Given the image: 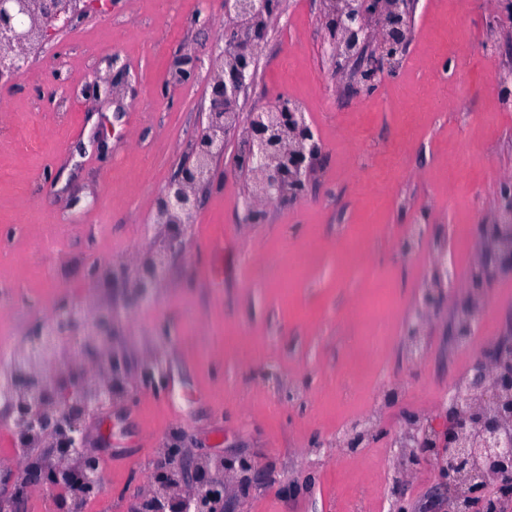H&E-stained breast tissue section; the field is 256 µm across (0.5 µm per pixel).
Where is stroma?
I'll return each mask as SVG.
<instances>
[{
    "label": "stroma",
    "mask_w": 512,
    "mask_h": 512,
    "mask_svg": "<svg viewBox=\"0 0 512 512\" xmlns=\"http://www.w3.org/2000/svg\"><path fill=\"white\" fill-rule=\"evenodd\" d=\"M223 18V0H112L0 85V228L13 232L0 249V336L24 334L64 294L118 313L120 390L85 420L106 486L83 512H132L171 445L233 471L224 512H446L431 502L433 454L408 461L393 438L408 419L442 414L449 386L512 329V276L487 292L468 347L448 342L457 294L432 314L420 357L403 329L439 245L467 280L477 227L512 177V87L488 80L512 67V18L496 0H418L405 59L367 95L329 50L322 0H283L241 104L284 95L308 114L324 151L308 192L241 223L229 141L187 255L130 309L86 266L130 267L148 249L156 195L208 106L204 75L177 83L172 72L210 49ZM113 52L127 65L121 95L85 96ZM57 55L64 84L50 71ZM443 70L451 77L437 82ZM421 221L427 237L403 253ZM23 301L28 313L12 316ZM161 323L168 335H156ZM146 360L162 392L142 385ZM365 420L379 436L341 447Z\"/></svg>",
    "instance_id": "1"
}]
</instances>
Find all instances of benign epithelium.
<instances>
[{
  "label": "benign epithelium",
  "instance_id": "1",
  "mask_svg": "<svg viewBox=\"0 0 512 512\" xmlns=\"http://www.w3.org/2000/svg\"><path fill=\"white\" fill-rule=\"evenodd\" d=\"M416 0H324L323 20L333 56L351 64L356 88L372 93L394 73L407 51L408 20ZM282 0H224V43L210 55L196 54L189 67L177 68L179 83L207 69L210 80L205 122L191 145V159L160 189L155 200L158 227H175L132 269L91 263L88 278L105 280L126 290L132 304L150 302L155 288L176 256L186 254L202 196L214 183L215 164L224 158L229 137L238 138L235 168L249 181L239 202L240 223L261 224L265 205L301 197L311 173L323 156L322 146L306 115L287 97L271 106L242 110L239 101L253 83L256 63L266 37L268 21L281 10ZM112 0H0V42L9 48L0 62V83L12 82L18 70L59 32L64 16L107 11ZM479 252L474 271L460 285L448 249L436 252L421 304L406 321L404 341L418 352V339L447 296L465 289L448 326V341L465 347L475 332V313L482 306L483 288L512 272V212L494 215V223L478 227ZM116 315L103 306L95 315L83 314L82 304L60 298L53 317L38 320L26 335L34 342L45 335L58 337L81 357L97 355L112 341ZM12 397L0 399V416L20 427L24 443L42 451L28 461L24 477L11 484L9 512H19L27 487L49 490L72 486L77 499L98 496L105 478L96 457L81 451L82 422L89 411L94 385L78 370L51 380L26 364L16 367L9 381ZM354 436L342 438L353 447L379 430L365 423L352 427ZM399 448L432 449L440 473L435 496L448 500V512H498L501 498L512 497V334L488 344L471 364L463 383L448 390L444 418L416 426L395 439ZM170 467L180 474L174 481L165 474L154 480L151 512H206L208 502L224 487L222 477L198 479L205 465L189 459L182 449H165ZM483 460L484 465L476 464ZM194 485L183 495L180 486ZM0 501V508H4Z\"/></svg>",
  "mask_w": 512,
  "mask_h": 512
}]
</instances>
